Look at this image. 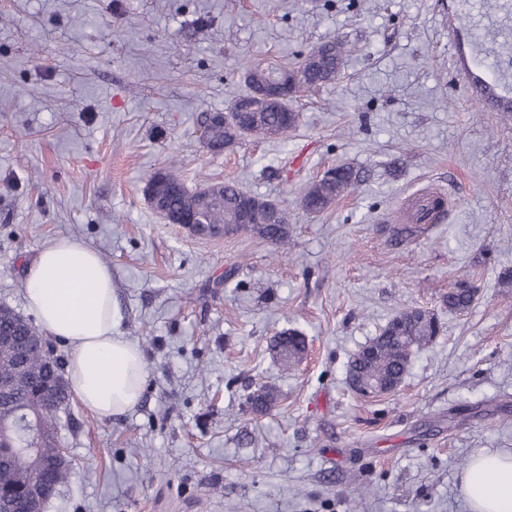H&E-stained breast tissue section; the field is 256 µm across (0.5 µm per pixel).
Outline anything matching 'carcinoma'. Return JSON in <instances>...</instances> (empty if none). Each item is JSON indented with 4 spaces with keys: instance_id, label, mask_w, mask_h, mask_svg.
<instances>
[{
    "instance_id": "cac0c4a2",
    "label": "carcinoma",
    "mask_w": 512,
    "mask_h": 512,
    "mask_svg": "<svg viewBox=\"0 0 512 512\" xmlns=\"http://www.w3.org/2000/svg\"><path fill=\"white\" fill-rule=\"evenodd\" d=\"M314 61L302 60L296 67H283L269 63L249 65L245 73L258 81H288L287 101L276 110L258 107L254 112L255 125L247 130L256 134L272 137L283 136L295 129L299 114L289 108V102L304 96L305 93L321 86L332 84L344 71L347 59L345 43L339 39L323 42L311 49ZM214 155L223 152L228 133L216 127L204 131ZM185 166V159L179 155L171 157L166 174L155 172L147 179V184L155 194L163 199L172 214H186L204 211L203 220L207 224L221 225L234 222L235 214L243 201L251 193L235 183L224 184V204L202 208L198 197L191 192L179 177V171ZM332 176L318 180L310 185L300 196L301 206L313 213H320L331 207L336 201L350 192L358 181L359 175L350 166L340 165L329 169ZM250 231L273 246L271 259L280 261L287 257L290 222L288 210L279 208L278 217L273 224H253ZM477 288L464 273L457 277L454 285L443 295V303L448 310L457 313L467 312L473 305ZM441 330L435 313L416 308L403 309L388 321L382 332L366 344L350 363V369L362 376L367 382L395 376L403 370L406 356L402 348L411 346L419 349L429 343ZM17 335V342L25 346L26 337L41 336L43 330L33 322L20 327L17 318L10 315L0 316V335ZM272 348H281L279 364L282 370L290 371L299 365L305 351L304 340L295 330L281 331L272 339ZM48 355L43 351L33 352L27 366L21 370L15 368V355L0 348V371L13 372L16 375L15 397L22 407L19 416L11 422L18 441L24 443L28 437L27 424L35 422L41 432L38 450L28 453L24 450L13 452L0 464L3 470L5 492L14 495L27 491L31 481L39 477L41 460L53 455L57 448L59 412L51 402V384L49 370L46 369ZM278 393L272 386H262L249 396L253 411L264 415L277 403Z\"/></svg>"
}]
</instances>
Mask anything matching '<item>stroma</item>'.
Listing matches in <instances>:
<instances>
[{"mask_svg":"<svg viewBox=\"0 0 512 512\" xmlns=\"http://www.w3.org/2000/svg\"><path fill=\"white\" fill-rule=\"evenodd\" d=\"M511 29L512 0H0V305L27 313L29 264L79 240L148 369L133 410L62 412L72 471L48 512H466L461 461L512 450V112L475 96L512 101V68L482 54ZM336 38L349 62L293 102L295 129L205 148L245 62L287 67ZM174 153L188 189L233 181L289 208L291 258L164 223L143 189ZM337 164L361 182L302 208ZM431 192L445 210L422 224ZM463 272L478 295L459 314L442 296ZM414 307L440 334L395 392L359 396L350 361ZM284 330L306 343L289 374L270 347ZM263 385L279 395L264 416L248 402Z\"/></svg>","mask_w":512,"mask_h":512,"instance_id":"stroma-1","label":"stroma"}]
</instances>
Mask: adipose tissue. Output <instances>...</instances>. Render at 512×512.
I'll list each match as a JSON object with an SVG mask.
<instances>
[{
	"instance_id": "ef3b65f1",
	"label": "adipose tissue",
	"mask_w": 512,
	"mask_h": 512,
	"mask_svg": "<svg viewBox=\"0 0 512 512\" xmlns=\"http://www.w3.org/2000/svg\"><path fill=\"white\" fill-rule=\"evenodd\" d=\"M25 299L42 327L71 346L66 376L86 409L109 416L139 403L145 356L119 330L112 272L93 248L68 237L52 240L28 267ZM461 490L469 512H512V452L472 457Z\"/></svg>"
}]
</instances>
